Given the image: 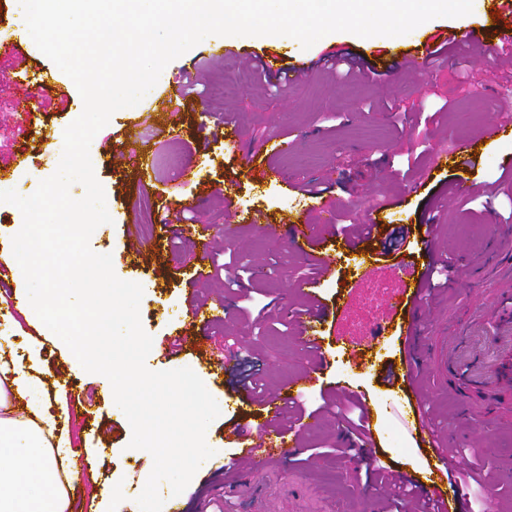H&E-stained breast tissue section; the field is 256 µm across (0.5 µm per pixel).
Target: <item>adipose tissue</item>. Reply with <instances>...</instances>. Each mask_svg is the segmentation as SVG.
Returning a JSON list of instances; mask_svg holds the SVG:
<instances>
[{
    "instance_id": "obj_1",
    "label": "adipose tissue",
    "mask_w": 512,
    "mask_h": 512,
    "mask_svg": "<svg viewBox=\"0 0 512 512\" xmlns=\"http://www.w3.org/2000/svg\"><path fill=\"white\" fill-rule=\"evenodd\" d=\"M38 351L27 361L0 355V512H68L80 481L52 412Z\"/></svg>"
}]
</instances>
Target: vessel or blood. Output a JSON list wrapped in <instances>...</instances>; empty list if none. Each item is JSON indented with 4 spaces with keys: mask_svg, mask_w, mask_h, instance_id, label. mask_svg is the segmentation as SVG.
<instances>
[{
    "mask_svg": "<svg viewBox=\"0 0 512 512\" xmlns=\"http://www.w3.org/2000/svg\"><path fill=\"white\" fill-rule=\"evenodd\" d=\"M477 40L478 35L473 30L455 32L440 41L431 36L427 37L419 42L417 54L412 57L411 63L421 74H428L439 62L446 59L450 47L461 43L472 44ZM33 84V90L24 92L15 105L19 126L31 132L36 129L34 116L42 106L41 92L47 89L48 81L45 76L40 75L34 77ZM302 194L307 197L308 205L304 213L300 214L296 222L291 223L288 228L289 242L298 249L305 245L324 242L328 228L335 221V215L330 209L319 206L318 189L306 188ZM392 205V199L387 198L381 204L373 206L356 224L354 232L343 236L341 243L335 248L334 255L320 258L317 277L297 281L296 287L306 297L307 303L303 309L292 314L291 322L297 339L309 352L312 363L307 372L297 376L289 386L278 388L260 398L255 397L248 381L239 380L238 386L246 402L258 406V420L238 425L233 430L241 453L224 465L227 483L231 484L237 480L241 466L245 465L252 469L264 468L283 462L296 455L299 450L298 436L304 430L305 424L300 421L295 425L285 426L282 422L284 411L288 404L297 401L300 394L323 386L325 372L329 366L323 350L328 316L318 295V281L338 266L342 267L344 274L354 277L355 280L363 281L369 277L370 271L365 266L363 244L372 237L375 228L379 226L381 212ZM313 215L318 218L314 224L309 221ZM176 233L182 238L197 237L199 251L195 254L194 261L197 273H204L207 264L212 261L210 244L205 239V228L188 224L177 228ZM394 277L397 286L387 294L380 320L372 325L365 336L345 340L340 347L344 356H347L354 365L367 364V355L373 349V340L382 336L389 321L401 320L406 336L411 337L415 334L422 318L428 291V270L419 266L416 261H403L395 266ZM497 329L509 335L503 345L502 355L497 361L482 360L474 353L462 355L457 348L452 347L448 349L443 362V372L452 375L465 389L478 390L490 396L512 389V310L499 316ZM402 365V389L407 395V405L414 415L411 428L416 431L420 444L429 449L430 473L443 479L447 478L451 471L452 457L446 444L432 433L425 422L422 396L415 379L414 361L407 356L403 358ZM464 497L465 493L460 488L455 489L450 495L439 489L434 490L430 496L432 512H458Z\"/></svg>",
    "mask_w": 512,
    "mask_h": 512,
    "instance_id": "b4317fda",
    "label": "vessel or blood"
}]
</instances>
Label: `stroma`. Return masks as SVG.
<instances>
[{"label":"stroma","mask_w":512,"mask_h":512,"mask_svg":"<svg viewBox=\"0 0 512 512\" xmlns=\"http://www.w3.org/2000/svg\"><path fill=\"white\" fill-rule=\"evenodd\" d=\"M506 4L483 0L477 12L434 18L398 37L336 32L307 50L295 41L220 37L212 45L201 43L164 70L165 75L185 77L184 99L175 116L180 139H170L146 120L144 102L114 112L94 137L96 178L110 200L112 221L95 229L90 247L111 255L118 278L142 286L141 322L154 343L180 333L193 335V328L180 324L182 310L191 303L225 302L231 310L229 317L210 325L200 347L188 345L171 356L153 353L146 359L153 371L192 369L212 395L224 399L208 431L209 445L221 457L203 463L183 491V512H379L388 488L367 481V467L380 464L400 474L426 470L427 450L407 424L405 394L385 379L384 365L401 364L404 356L403 338L388 333L377 347L380 366L357 368L344 356L329 357L328 380L365 392L380 419L377 444L363 451L358 464L338 452L347 425L336 414L335 393L318 387L299 400L303 413L316 416L315 425L301 437L299 455L243 472L235 492L224 490V461L239 454L232 431L253 407L235 385L214 380L211 371L224 357L242 366L254 362L273 390L306 369L309 355L295 340L290 318L303 300L291 282L305 278L308 266L326 253L321 245L292 249L282 237L254 230L248 220L257 216L284 228L287 218L301 210L300 189L308 183L322 189L339 220L356 207L370 208L382 196L397 202L365 244L379 261L373 281L356 287L336 273L320 281L319 297L327 313H335L337 293L353 296L349 313L340 320L345 334L376 320L381 289L395 285L394 265L409 255L425 261L419 226L428 217L437 218L440 248L453 257L460 273L450 287L428 294L414 337L422 346L417 383L434 428L456 452V470L478 463L490 474L493 500H486L484 488L469 484L465 512H512V394L500 397L499 409L467 419L464 402L447 388L434 358L436 348L447 342L449 323H466L475 312L494 321L495 290L503 285L498 278L505 266L503 253L488 226L512 230V183L501 179L497 169L501 155H512V139L489 137L485 130L492 120L512 115V55L500 51L491 19ZM24 26L19 0H0V78L7 82L0 90V188L26 196L56 171L64 131L83 101L74 82L59 74L36 116L45 138L19 128L16 98L29 77L52 65L32 39L22 36ZM471 29L479 31L483 48L464 60L449 52L426 79L406 65L391 76L357 71L344 76L329 64L344 51L385 62L397 53L413 52L429 36ZM267 54L279 56L284 68L305 71V83L293 88L260 72L255 60ZM228 120L242 136L235 149L224 137ZM130 130L135 139L127 138ZM269 138L287 139L291 147L270 157L276 173L260 182L243 152ZM472 139L478 140V150L468 155L463 170L447 168L424 180L435 152ZM131 144L152 163L145 181L113 163ZM21 156L26 159L22 165L17 162ZM187 167L193 168L194 181L182 177ZM462 171L476 193L456 202L448 196V185ZM169 200L182 203L180 223L209 227L217 269L207 279L190 278L191 246L160 233ZM227 224L235 230L229 241L222 233ZM130 234L151 242L140 257L122 255ZM228 252L249 268L265 267L266 276L249 272L238 286L226 287L219 266ZM19 269L12 252L0 253V328L10 338L7 351L23 359L31 342L41 341L42 365L56 373L66 367L65 353L44 340L43 327L31 315L13 307ZM74 380L76 393L93 410L91 419L67 422L71 447L88 464L80 512H131L140 478L152 466L142 452L130 449L132 429L114 409L109 380L82 369Z\"/></svg>","instance_id":"35a3bbf8"}]
</instances>
